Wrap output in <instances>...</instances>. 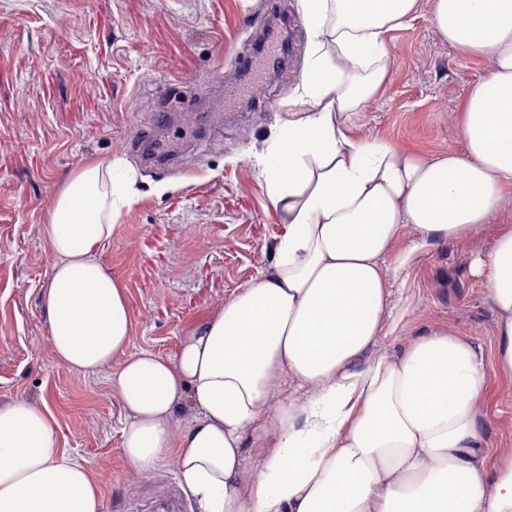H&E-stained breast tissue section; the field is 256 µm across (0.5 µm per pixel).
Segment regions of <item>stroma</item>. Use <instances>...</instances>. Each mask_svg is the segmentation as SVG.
Masks as SVG:
<instances>
[{"instance_id":"stroma-1","label":"stroma","mask_w":512,"mask_h":512,"mask_svg":"<svg viewBox=\"0 0 512 512\" xmlns=\"http://www.w3.org/2000/svg\"><path fill=\"white\" fill-rule=\"evenodd\" d=\"M294 57L254 97L237 58L274 16ZM300 0H0V403L42 399L60 445L103 482V512H191L174 466L152 476L124 463L122 407L107 372L66 369L52 352L43 295L53 257L42 240L54 201L86 163L120 161L140 197L122 210L101 261L128 290L131 351L175 357L194 323L272 257L281 225L253 162L301 85L310 43ZM385 83L351 138L431 157L462 152L458 118L486 59L443 42L428 7L386 35ZM495 222L464 243L431 242L405 269L404 230L385 260L384 330L364 364L415 337L450 330L481 355L489 448H512V378L496 370V315L472 261L512 225V186Z\"/></svg>"}]
</instances>
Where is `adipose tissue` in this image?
I'll use <instances>...</instances> for the list:
<instances>
[{"label":"adipose tissue","instance_id":"1","mask_svg":"<svg viewBox=\"0 0 512 512\" xmlns=\"http://www.w3.org/2000/svg\"><path fill=\"white\" fill-rule=\"evenodd\" d=\"M429 5L442 41L489 62L463 108L464 151L427 158L346 134L385 81L386 34L420 0H302V85L257 158L281 233L175 358L130 352L126 288L100 261L131 191L112 193L93 162L56 198L67 221L42 229L53 354L77 372L112 368L127 467L174 464L196 512H512V452L484 448V366L469 345L435 331L357 367L382 333L402 230L418 246L460 242L512 185V0ZM474 272L512 377V225ZM0 512H103L101 478L60 448L47 404L0 405Z\"/></svg>","mask_w":512,"mask_h":512}]
</instances>
